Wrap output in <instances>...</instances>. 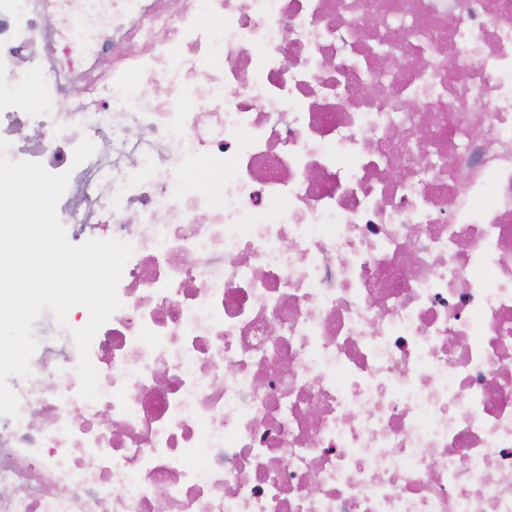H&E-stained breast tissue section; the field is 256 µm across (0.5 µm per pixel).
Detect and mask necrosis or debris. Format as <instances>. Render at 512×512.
<instances>
[{
    "label": "necrosis or debris",
    "instance_id": "4bbe7bcc",
    "mask_svg": "<svg viewBox=\"0 0 512 512\" xmlns=\"http://www.w3.org/2000/svg\"><path fill=\"white\" fill-rule=\"evenodd\" d=\"M0 139L132 247L0 512H512V0H0Z\"/></svg>",
    "mask_w": 512,
    "mask_h": 512
}]
</instances>
